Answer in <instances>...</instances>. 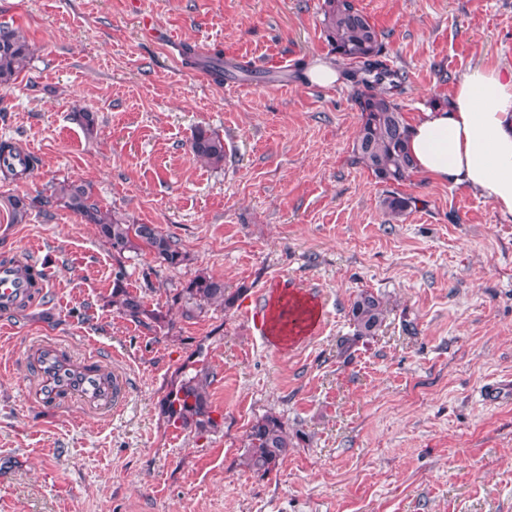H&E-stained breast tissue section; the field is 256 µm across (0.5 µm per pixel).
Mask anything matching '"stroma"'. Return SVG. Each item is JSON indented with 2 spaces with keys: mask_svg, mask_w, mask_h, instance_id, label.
I'll list each match as a JSON object with an SVG mask.
<instances>
[{
  "mask_svg": "<svg viewBox=\"0 0 512 512\" xmlns=\"http://www.w3.org/2000/svg\"><path fill=\"white\" fill-rule=\"evenodd\" d=\"M324 0H0V23L33 48L0 89V142L37 160L0 176V260L48 259L45 295L0 317V512H512V221L473 192L416 173L399 220L388 184L354 157L351 85L311 83L332 56ZM404 73L407 120L475 67L512 71V0H356ZM195 58H185V47ZM248 67L203 79L199 56ZM93 113L86 131L72 115ZM218 132L214 168L195 129ZM68 180L106 210L152 224L185 261L142 249L114 256L94 225L55 206L15 224L10 195ZM171 325L112 304L116 273ZM206 274L232 307L186 315L175 294ZM292 284L320 321L284 340L251 308ZM380 296L385 320L358 337L349 309ZM67 343L125 375L126 403L98 415L46 411L29 396L27 344ZM205 370L216 422L168 423L174 382ZM292 448L267 474L245 436L267 414ZM193 156L209 165L221 166L224 162V140L209 130L197 129L190 140ZM413 200L411 197L404 196L395 190L387 191L382 198L380 205L385 215L392 219L400 218L406 215L411 209Z\"/></svg>",
  "mask_w": 512,
  "mask_h": 512,
  "instance_id": "35a3bbf8",
  "label": "stroma"
}]
</instances>
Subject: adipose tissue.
I'll return each mask as SVG.
<instances>
[{
    "instance_id": "adipose-tissue-1",
    "label": "adipose tissue",
    "mask_w": 512,
    "mask_h": 512,
    "mask_svg": "<svg viewBox=\"0 0 512 512\" xmlns=\"http://www.w3.org/2000/svg\"><path fill=\"white\" fill-rule=\"evenodd\" d=\"M407 147L417 171L472 191L512 217V72L463 74L446 106L410 124Z\"/></svg>"
}]
</instances>
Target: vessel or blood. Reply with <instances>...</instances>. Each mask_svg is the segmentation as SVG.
<instances>
[{"mask_svg": "<svg viewBox=\"0 0 512 512\" xmlns=\"http://www.w3.org/2000/svg\"><path fill=\"white\" fill-rule=\"evenodd\" d=\"M25 261L0 264V313L14 314L27 308L30 283L24 273ZM26 362L37 376L34 401L48 410L72 402L90 408H120L128 387L117 373L108 371L99 360L74 358L67 347L43 341L31 346Z\"/></svg>", "mask_w": 512, "mask_h": 512, "instance_id": "vessel-or-blood-1", "label": "vessel or blood"}]
</instances>
